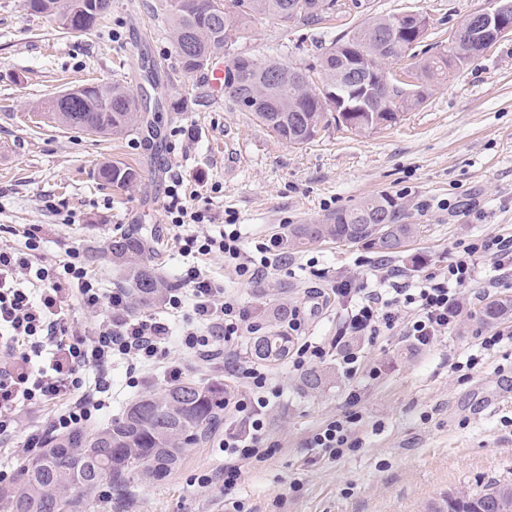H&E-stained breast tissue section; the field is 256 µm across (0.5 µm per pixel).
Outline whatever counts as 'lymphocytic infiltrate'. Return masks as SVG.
Instances as JSON below:
<instances>
[{"instance_id": "1", "label": "lymphocytic infiltrate", "mask_w": 512, "mask_h": 512, "mask_svg": "<svg viewBox=\"0 0 512 512\" xmlns=\"http://www.w3.org/2000/svg\"><path fill=\"white\" fill-rule=\"evenodd\" d=\"M180 178L168 187L173 240L186 253L218 254L239 280L259 281L268 269L283 261L281 236L274 235L246 247L235 215H228L218 233L186 235L189 224L206 220L202 210L183 204ZM40 226L25 233V248L0 247V444L13 439L22 411L29 406L49 410L47 433H69L95 421L112 398V366L126 363L127 385L139 384L138 371L161 367L169 381L181 379L179 361L168 359L173 340L203 358L231 347L256 333L253 311L229 295L198 267H189L182 285L169 289L162 306L167 310L191 307L192 319L180 326L157 314L130 316L127 294L117 288L102 293L97 279L82 263L46 265L33 261L39 248ZM494 257L496 273L482 278L486 257ZM317 277L329 278L327 269ZM512 279V237L487 235L460 242L446 271L428 273L416 281L378 267L365 279L340 274L329 278L331 290L345 315L331 343L316 342L304 334V316L293 308L285 324L297 342L289 356L294 370L337 355L344 374L355 378L363 368L353 340L398 336L418 348H429L447 336L464 310L461 291L477 282L502 287ZM102 310L90 325L73 318L74 304ZM243 384L224 399L229 423L224 428V489L237 486L244 464L271 458L279 443L269 433L267 411L282 395L263 364L226 361ZM362 420L351 410L329 420L305 438L306 447L339 458L360 445L356 429ZM46 433V434H47Z\"/></svg>"}]
</instances>
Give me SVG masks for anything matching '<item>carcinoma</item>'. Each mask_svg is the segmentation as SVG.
Returning <instances> with one entry per match:
<instances>
[{"label": "carcinoma", "mask_w": 512, "mask_h": 512, "mask_svg": "<svg viewBox=\"0 0 512 512\" xmlns=\"http://www.w3.org/2000/svg\"><path fill=\"white\" fill-rule=\"evenodd\" d=\"M35 15L54 16L60 29L81 33L93 28L106 14L111 0H27ZM359 9L345 0H159L157 16L169 26L178 53V72L197 74L217 61H224V97L270 129L279 139L301 145L327 128L332 110L322 102V89L339 86L350 101L363 96L367 109L354 112L349 123L356 135H365L397 122L403 113L422 105L432 85L447 79L464 65L455 48L437 50L413 64L420 82L417 90L402 96V111L383 112L382 102L394 91L384 81L388 54L380 50L377 36L391 30L396 15L365 19L340 33L322 47L318 66H287L275 59L258 62L238 51L250 24L263 16L283 24L325 25ZM349 53L377 56L375 70L366 80L345 72ZM322 75L315 85L314 71ZM251 89L255 103L242 106L243 90ZM144 99L119 83H86L69 98L65 110L50 103L51 118L70 127L99 135H126L139 128ZM100 178L125 189L137 181L138 172L118 161L104 163ZM420 226L401 223V207L386 194L371 197L353 208L337 211L325 224H295L288 229V243L305 247L330 240L342 246H364L381 257L400 252L419 236ZM112 264L124 274L128 309L136 311L158 301L171 287L150 264L142 238L122 233L110 243ZM482 320L495 325L512 320V297L495 298L481 311ZM288 318V306L278 307L265 332L254 338L250 349L256 358L276 362L287 356L288 341L277 327ZM325 374L310 369L300 379L302 390L319 393ZM224 414V383L201 385L181 379L159 393L147 392L129 403L106 425L80 429L48 439L45 445L19 466L17 478L0 488L4 512H90L91 504L107 490L113 499L129 495L137 483L159 480L181 462L187 448L198 444ZM431 512H512V483L494 482L480 493L458 491L448 495Z\"/></svg>", "instance_id": "obj_1"}]
</instances>
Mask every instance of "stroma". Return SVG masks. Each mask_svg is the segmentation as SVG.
<instances>
[{
    "label": "stroma",
    "instance_id": "obj_1",
    "mask_svg": "<svg viewBox=\"0 0 512 512\" xmlns=\"http://www.w3.org/2000/svg\"><path fill=\"white\" fill-rule=\"evenodd\" d=\"M335 28L284 26L255 20L240 51L257 61L279 58L300 67L314 62L338 30L371 16L420 11L429 19L427 43L482 9L485 0H361ZM156 0H112L107 19L69 34L55 20L30 13L25 0H0V245H24V230L42 225L39 258L54 263L78 253L102 288L122 287L107 250L117 233L144 237L170 281L195 262L170 237L165 197L172 176L183 180L184 204L207 212L208 231L234 213L244 237L286 235L292 224H322L340 209L386 194L402 221L421 228L390 267L418 277L441 271L459 241L512 235V39L436 83L419 108L391 127L358 136L332 124L311 142L279 140L250 113L208 92L202 75L173 80L178 57ZM150 63L152 132L115 139L70 128L43 115L47 101L87 82L129 84L135 67ZM181 110H172L173 101ZM119 161L141 179L116 189L97 178L102 163ZM288 265L259 285L237 283L224 260H202L209 275L259 312L277 303L301 307L306 332L319 341L336 334L341 308L315 304L322 282L312 268L355 278L379 257L363 246L333 242L287 247ZM458 326L434 347L415 350L397 336L358 339L365 365L380 378L349 379L335 358L322 361L335 383L303 393L287 361L272 363L283 396L270 411L281 446L245 467L233 496L249 512H428L448 494L512 482V340L463 364L486 325L481 301L463 291ZM361 395L362 445L332 459L304 448L310 430L342 414L350 392ZM223 427L186 450L158 481L138 485L129 512H224Z\"/></svg>",
    "mask_w": 512,
    "mask_h": 512
}]
</instances>
